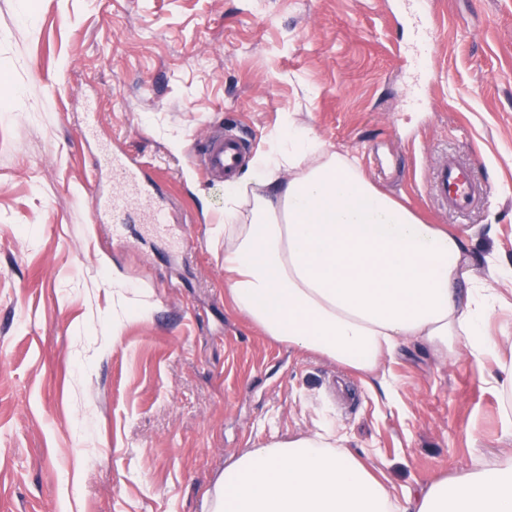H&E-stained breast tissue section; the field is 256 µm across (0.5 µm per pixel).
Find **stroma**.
Segmentation results:
<instances>
[{"label":"stroma","instance_id":"obj_1","mask_svg":"<svg viewBox=\"0 0 512 512\" xmlns=\"http://www.w3.org/2000/svg\"><path fill=\"white\" fill-rule=\"evenodd\" d=\"M401 2L0 0V512H207L231 455L324 427L398 497L512 458L494 359L406 344L389 399L224 290V185L195 159L221 123L256 155L292 118L426 223L476 229V277L512 263V0H429L419 62ZM445 152L494 186L463 219L428 194ZM110 154L157 185L166 237L135 207L121 237L99 222Z\"/></svg>","mask_w":512,"mask_h":512}]
</instances>
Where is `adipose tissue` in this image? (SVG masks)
<instances>
[{
    "instance_id": "ef3b65f1",
    "label": "adipose tissue",
    "mask_w": 512,
    "mask_h": 512,
    "mask_svg": "<svg viewBox=\"0 0 512 512\" xmlns=\"http://www.w3.org/2000/svg\"><path fill=\"white\" fill-rule=\"evenodd\" d=\"M224 190V286L271 340L361 376L406 341L435 354L496 358L512 390V326L490 335L489 280H476L470 232L424 223L376 188L356 159L287 121ZM209 512H512V459L440 478L395 503L335 432L273 440L232 456Z\"/></svg>"
}]
</instances>
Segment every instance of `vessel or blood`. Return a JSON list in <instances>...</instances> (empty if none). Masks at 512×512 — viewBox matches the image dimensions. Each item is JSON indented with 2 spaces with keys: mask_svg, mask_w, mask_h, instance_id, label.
<instances>
[{
  "mask_svg": "<svg viewBox=\"0 0 512 512\" xmlns=\"http://www.w3.org/2000/svg\"><path fill=\"white\" fill-rule=\"evenodd\" d=\"M245 157V140L233 131L217 127L205 137L200 161L208 176L224 181L237 175ZM112 178L119 190L106 200L105 215L113 234L117 235L123 229L132 196H147L149 190L140 177L138 166L126 158L113 161ZM429 191L441 211L464 217L491 195L492 187L477 177L470 162L451 153L435 160L430 172ZM144 217L146 223L159 233L164 232L171 222L167 207L155 200H150Z\"/></svg>",
  "mask_w": 512,
  "mask_h": 512,
  "instance_id": "b4317fda",
  "label": "vessel or blood"
}]
</instances>
